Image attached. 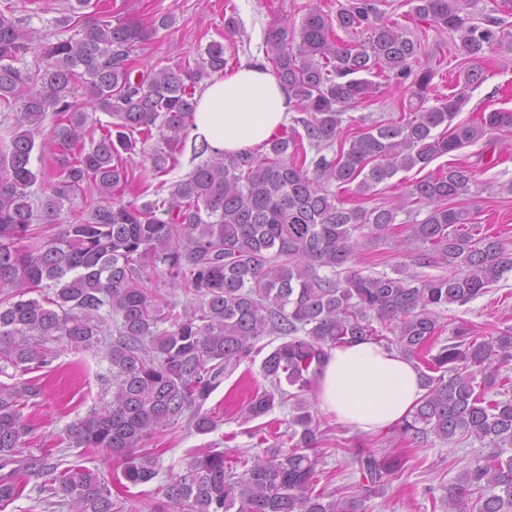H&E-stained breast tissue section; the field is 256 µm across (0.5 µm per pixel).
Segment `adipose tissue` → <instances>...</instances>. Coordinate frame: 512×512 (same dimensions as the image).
I'll use <instances>...</instances> for the list:
<instances>
[{
  "label": "adipose tissue",
  "mask_w": 512,
  "mask_h": 512,
  "mask_svg": "<svg viewBox=\"0 0 512 512\" xmlns=\"http://www.w3.org/2000/svg\"><path fill=\"white\" fill-rule=\"evenodd\" d=\"M291 104L269 71L245 64L203 89L190 136L227 154L254 148L286 124ZM317 395L322 410L340 423L372 431L401 421L424 389L410 360L365 341L331 350Z\"/></svg>",
  "instance_id": "obj_1"
}]
</instances>
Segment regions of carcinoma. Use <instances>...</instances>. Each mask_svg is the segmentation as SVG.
I'll use <instances>...</instances> for the list:
<instances>
[{
    "label": "carcinoma",
    "mask_w": 512,
    "mask_h": 512,
    "mask_svg": "<svg viewBox=\"0 0 512 512\" xmlns=\"http://www.w3.org/2000/svg\"><path fill=\"white\" fill-rule=\"evenodd\" d=\"M35 2L0 8V106L20 109L0 138V376L8 378L0 380V506L36 476L44 478L40 490L62 497L70 512H125L94 470L51 463L48 449L22 456L32 435L24 409L42 396L27 374L49 367L57 345L96 349L112 366L110 400L68 426L69 447L114 458L115 480L136 486L159 475L144 445L184 418L197 433L211 432L217 421L204 409L211 394L261 352L262 337L276 335L288 340L262 359L269 387L254 392L245 412L256 418L291 402L289 448L275 443L235 460L205 451L169 478L145 512H361L357 501L321 486L326 475L307 396L332 348L364 340L396 349L422 371L426 393L392 426L398 436L480 445L440 497L446 512H512V327L479 336L442 316L512 272L507 237L485 230L461 205L476 184L475 165L456 162L371 208L347 207L331 190L354 183L368 199L398 172L512 127V110L455 122L467 99L434 94V69L416 65L421 44L385 17L381 0H345L334 15L315 4L299 30L280 23L265 36L272 73L303 116L239 154L194 145V157L208 158L172 186L169 199L125 201L128 159L144 151L153 131L166 145L151 154L153 170L176 165L196 85L224 72V46L208 45L193 68L136 77L131 54L172 27V16L148 28L76 0L54 17L59 37L43 43L19 17ZM409 4L412 16L456 35L465 60L512 49L505 17L478 25L459 0ZM336 27L359 40L338 42ZM32 52L40 60L34 71L25 64ZM377 78L408 83L401 115L345 132L344 115L373 100ZM80 86L94 109L113 118L88 143ZM50 112L59 121L38 146L34 134ZM36 150L51 155L48 169H33ZM39 181L47 192L35 200L30 188ZM92 189L97 201L88 215L61 223L65 205ZM162 207L166 219L157 216ZM402 213L406 233L397 222ZM361 237L389 238L416 269L448 274H364L355 269ZM159 280L181 287L186 301L165 299L153 287ZM357 464L368 492L400 477L393 454L368 453Z\"/></svg>",
    "instance_id": "1"
}]
</instances>
